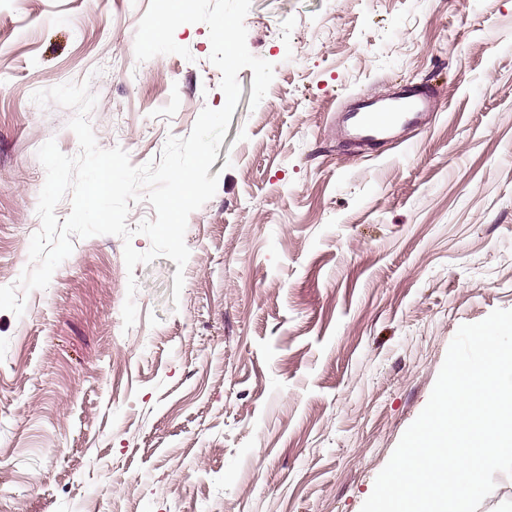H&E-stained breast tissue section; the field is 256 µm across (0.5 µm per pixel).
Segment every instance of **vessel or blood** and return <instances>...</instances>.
I'll use <instances>...</instances> for the list:
<instances>
[{
  "instance_id": "obj_1",
  "label": "vessel or blood",
  "mask_w": 512,
  "mask_h": 512,
  "mask_svg": "<svg viewBox=\"0 0 512 512\" xmlns=\"http://www.w3.org/2000/svg\"><path fill=\"white\" fill-rule=\"evenodd\" d=\"M433 101L424 91L405 87L391 97L359 96L348 110L339 112L340 131L359 145L398 139L407 128L421 124Z\"/></svg>"
}]
</instances>
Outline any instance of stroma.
<instances>
[{"label":"stroma","instance_id":"obj_1","mask_svg":"<svg viewBox=\"0 0 512 512\" xmlns=\"http://www.w3.org/2000/svg\"><path fill=\"white\" fill-rule=\"evenodd\" d=\"M149 4L0 0V286L41 227L38 149L80 151L35 91L89 81L135 166L224 105L206 24L137 62ZM245 26L274 79L254 107L238 74L180 299L173 261L130 272L95 235L0 310V512H361L459 326L512 310V0H252ZM405 86L430 123L355 156L336 109Z\"/></svg>","mask_w":512,"mask_h":512}]
</instances>
